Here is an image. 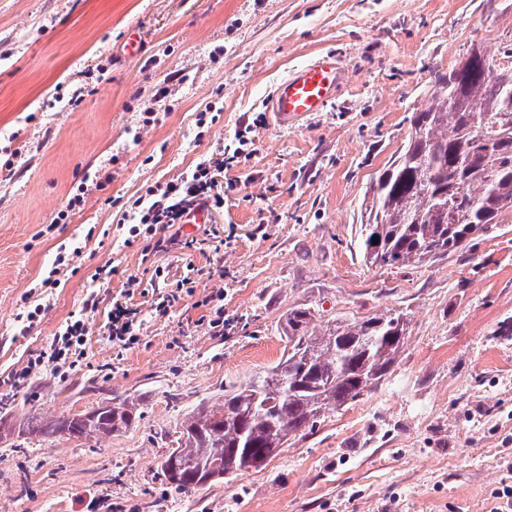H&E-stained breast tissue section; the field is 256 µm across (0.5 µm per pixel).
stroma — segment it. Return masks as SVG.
Listing matches in <instances>:
<instances>
[{
  "mask_svg": "<svg viewBox=\"0 0 512 512\" xmlns=\"http://www.w3.org/2000/svg\"><path fill=\"white\" fill-rule=\"evenodd\" d=\"M476 41L512 52V0H0V396L12 399L0 512H512L496 496L512 486V212L426 263L372 266L362 250L369 187L405 144L432 70ZM326 51L345 71L336 98L293 128L256 123L277 83ZM162 81L170 95L145 122ZM209 108L218 120L198 126ZM247 124L249 156L222 173L232 188L210 216L223 266L194 224L158 229L165 249L146 251L122 222L133 201L217 144L235 149ZM86 176L83 205L58 220ZM105 265L111 279H97ZM131 276L139 339L124 349L105 324ZM181 280L192 295L156 315ZM93 290L79 364L14 382ZM218 295L221 334L208 324ZM300 307L318 329L396 308L409 334L378 387L261 468L175 490L158 462L181 421L278 361ZM120 394L141 416L110 437L18 433L29 415Z\"/></svg>",
  "mask_w": 512,
  "mask_h": 512,
  "instance_id": "obj_1",
  "label": "stroma"
}]
</instances>
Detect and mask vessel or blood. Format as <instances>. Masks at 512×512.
Masks as SVG:
<instances>
[{"label": "vessel or blood", "instance_id": "obj_1", "mask_svg": "<svg viewBox=\"0 0 512 512\" xmlns=\"http://www.w3.org/2000/svg\"><path fill=\"white\" fill-rule=\"evenodd\" d=\"M344 71L336 55L316 56L277 86L268 103L276 124L294 125L322 111L341 89Z\"/></svg>", "mask_w": 512, "mask_h": 512}]
</instances>
